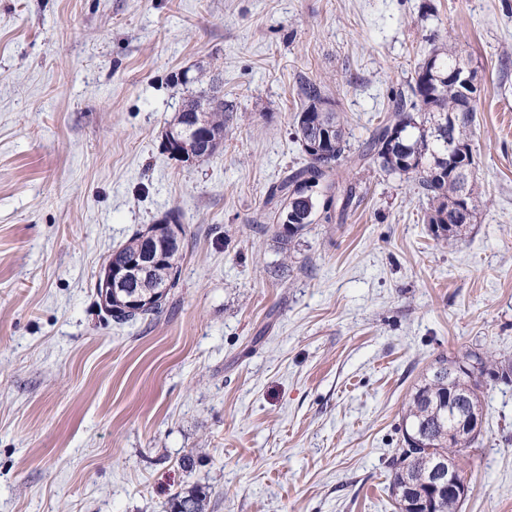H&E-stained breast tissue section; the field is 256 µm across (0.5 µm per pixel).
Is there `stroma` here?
Wrapping results in <instances>:
<instances>
[{
	"mask_svg": "<svg viewBox=\"0 0 512 512\" xmlns=\"http://www.w3.org/2000/svg\"><path fill=\"white\" fill-rule=\"evenodd\" d=\"M455 35L477 77L469 232L443 247L411 181L351 170L340 224L261 218L309 158L300 79L366 139ZM218 78L224 144L164 132ZM185 230L158 319L116 324L113 249ZM512 358V0H0V512H397L402 409L439 356ZM460 512H512V384L489 382ZM206 101L201 102L195 117L180 129L167 128L164 134V146L173 157L193 161L197 153L208 150L211 144V133L206 121ZM207 494L197 487L178 493L171 504L170 512H205Z\"/></svg>",
	"mask_w": 512,
	"mask_h": 512,
	"instance_id": "35a3bbf8",
	"label": "stroma"
}]
</instances>
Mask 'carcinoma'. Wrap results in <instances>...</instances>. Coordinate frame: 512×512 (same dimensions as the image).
Instances as JSON below:
<instances>
[{"mask_svg":"<svg viewBox=\"0 0 512 512\" xmlns=\"http://www.w3.org/2000/svg\"><path fill=\"white\" fill-rule=\"evenodd\" d=\"M466 64L463 50L455 44L435 46L415 69L413 82L391 94L387 115L358 148L351 147L343 117L327 98L323 85L310 79L297 91L300 108L295 113L293 139L303 143L322 128L330 129L332 140L320 146L324 154L307 153V166L291 171L273 187L265 205L272 214L294 208L313 211L320 224H335L344 218L355 196L351 183L340 181L339 160L362 167L372 164L389 176H407L428 200L425 221L431 224L436 239L452 245L465 234L467 225L450 226L435 223L436 216L455 202L461 193L459 182L450 171L467 164L472 166L471 127L476 112L475 101L464 93V87L452 72ZM234 107L224 97L213 99L209 118L212 130L226 134ZM402 136V149L392 151L386 140L390 130ZM182 228L167 242L164 256L153 268L150 284L162 287L163 297L178 287ZM145 234L139 233L125 245L112 251L110 259L135 265ZM162 304L142 306L133 311L119 309L111 315L117 323L146 320L159 315ZM512 382V361L489 359L477 352L466 360L441 356L429 366L426 374L410 394L402 418L403 447L393 459L390 490L395 492L397 512H421L420 503L428 494L435 465L440 460H455L465 454L483 435L484 379ZM465 397V413L472 427L463 432V444L448 441V431L457 422L448 416V399ZM207 494L193 488L177 494L171 512H206Z\"/></svg>","mask_w":512,"mask_h":512,"instance_id":"cac0c4a2","label":"carcinoma"}]
</instances>
